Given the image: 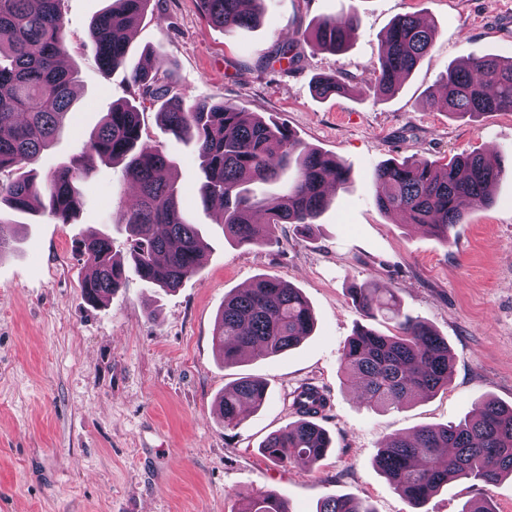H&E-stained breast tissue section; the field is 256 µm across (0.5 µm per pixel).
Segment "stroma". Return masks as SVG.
<instances>
[{"label":"stroma","instance_id":"35a3bbf8","mask_svg":"<svg viewBox=\"0 0 512 512\" xmlns=\"http://www.w3.org/2000/svg\"><path fill=\"white\" fill-rule=\"evenodd\" d=\"M111 2H63L76 91L37 180L80 154L112 104L131 96L123 71L105 74L91 43V20ZM352 14L358 27L346 52L304 42L317 20ZM405 14L432 26L435 39L398 90L379 97L372 64L387 27ZM288 42L297 62L272 61ZM159 50L170 86L288 126L304 146L344 163L349 180L330 191L312 232L286 224L274 244L237 245L225 240L217 208L200 200L194 143L166 132L149 104L144 128L173 161L179 206L206 242L180 288L167 293L132 275L99 303L83 294L82 240L105 234L117 255L127 253L118 218L134 191L122 165L95 162L70 223L14 213L0 224L10 244L0 255V512H236L242 498L270 490L290 512H316L336 494L371 512H461L483 501L512 512L511 476L450 481L416 509L376 465L393 436L459 422L484 397L512 405V113L459 118L433 103L449 65L512 57V0H264L259 25L230 32L202 17L195 0H152L130 61ZM329 75L343 76L349 92L318 97L314 82ZM461 153L490 157L505 175L494 202L472 206L449 241L379 210L376 167L405 158L442 167ZM263 275L301 289L314 330L284 354L225 366L213 344L217 315L226 296ZM368 284L393 289L407 313L447 339V389L375 410L343 382L341 351L358 326L394 332L356 307L353 290ZM244 375L267 382V400L228 431L217 400ZM309 385L327 397L317 418L331 439L324 460L269 462L263 440L295 421L293 394Z\"/></svg>","mask_w":512,"mask_h":512}]
</instances>
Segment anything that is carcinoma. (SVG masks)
Instances as JSON below:
<instances>
[{
	"mask_svg": "<svg viewBox=\"0 0 512 512\" xmlns=\"http://www.w3.org/2000/svg\"><path fill=\"white\" fill-rule=\"evenodd\" d=\"M63 0H0V205L19 213L41 211L67 224L80 210L78 183L94 158L123 163L137 188L121 212L128 259L112 253L107 236H91L81 245L89 273L82 280L85 297L98 303L122 288L129 274L173 291L194 275L204 250L200 229L183 217L179 187L168 174L169 158L143 136L141 108L160 103L157 117L165 130L195 142L203 179L204 204H224V237L243 245H268L281 224L311 228L326 198L324 186L346 184L348 169L336 157L301 146L291 131L253 112L209 101H189L160 82L165 57L149 66L127 68L129 35L150 0H112V7L91 25L93 47L103 70H127L135 100L112 106L85 143L81 158L48 173L38 186L22 169L52 148L68 114L74 72L62 66L68 54ZM205 19L228 31L256 24L263 0H199ZM356 16L323 19L311 35L320 49H346ZM432 27L405 15L387 29L384 48L373 66L376 91L393 94L400 80L428 56ZM347 87L337 76L316 81L327 97ZM442 104L449 113L476 116L512 112V57H471L442 74ZM296 174L282 194L257 196L254 185L276 184L290 166ZM504 174L478 155L454 156L444 168L427 160L387 162L373 172L376 203L383 212H399L407 222L425 227L446 241L451 229L476 203L492 200ZM354 301L370 319L394 322L396 333L357 329L342 348L340 367L372 405L399 408L421 394L448 388L452 355L448 341L427 323L404 311L395 292L370 285L358 288ZM312 310L302 295L279 278L264 275L224 299L214 340L224 364L235 365L245 353L256 357L283 354L309 335ZM312 402L306 404L301 396ZM293 400L298 420L269 434L261 454L274 464L290 461L315 466L329 447L316 423L325 407L312 386ZM267 386L259 378L240 377L218 401L224 429L234 430L263 405ZM377 465L394 489L414 506L423 505L451 480L495 483L512 476V406L482 399L475 413L456 424L426 425L411 435H397L377 455ZM238 512H290L281 495L264 492L248 498ZM317 512H370L344 495L322 499Z\"/></svg>",
	"mask_w": 512,
	"mask_h": 512,
	"instance_id": "1",
	"label": "carcinoma"
}]
</instances>
